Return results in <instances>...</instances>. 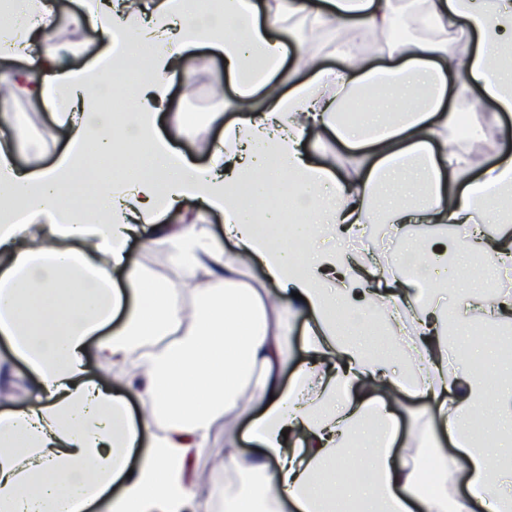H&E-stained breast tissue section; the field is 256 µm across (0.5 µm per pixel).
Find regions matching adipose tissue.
I'll return each mask as SVG.
<instances>
[{"label":"adipose tissue","mask_w":512,"mask_h":512,"mask_svg":"<svg viewBox=\"0 0 512 512\" xmlns=\"http://www.w3.org/2000/svg\"><path fill=\"white\" fill-rule=\"evenodd\" d=\"M13 29L0 36V58L29 61L0 73V122L22 96L48 100L69 139L49 166L38 148L18 166L16 146L0 143V193L13 204L0 216V339L34 381L20 410H0V512H193L201 488L192 465L203 452L210 418L260 406L250 424L253 458L236 445L224 457L234 481L224 512H512V468L500 448L472 436L485 414L512 419V396L489 389L469 365L448 372V331L473 312L512 321V293L484 289L456 311L438 297L459 277L449 233L461 234L488 265L512 268V236L489 235L512 197V156L474 161L466 123L474 95L512 115V0H85L80 22L101 44L100 60L122 52L145 58L155 80L130 111L100 112L98 62L64 67L52 49L35 51L52 25L47 0H0ZM370 30L392 33L378 56H359ZM467 46L452 66L449 34ZM321 40L340 59L324 66L306 46ZM219 50L236 92L224 100L239 120L210 142L200 165L161 134L169 81L188 48ZM390 87L405 100L398 117L377 106L366 120L350 102ZM321 128L349 152L333 162L307 158V132ZM129 157L138 179L98 182L92 205L67 203L87 159ZM426 191L424 202L392 196L397 180ZM252 186L239 194L240 184ZM287 189V203L272 202ZM201 204L224 215L225 238L194 225L160 224V199ZM385 223L406 249L405 274L374 288L377 269L326 239H348ZM291 226L301 248L256 231ZM166 252L175 278L150 280L126 253L129 241ZM261 266L281 291L282 317L270 323L267 286L240 279ZM304 316L307 355L290 384L284 343ZM386 327L407 357L396 371L385 346L366 342L365 317ZM100 370L124 371L123 390L88 379L86 354ZM141 415L131 419L124 389ZM429 396L435 414L414 452L395 459L399 420L388 397ZM457 447L446 453L440 432Z\"/></svg>","instance_id":"adipose-tissue-1"}]
</instances>
